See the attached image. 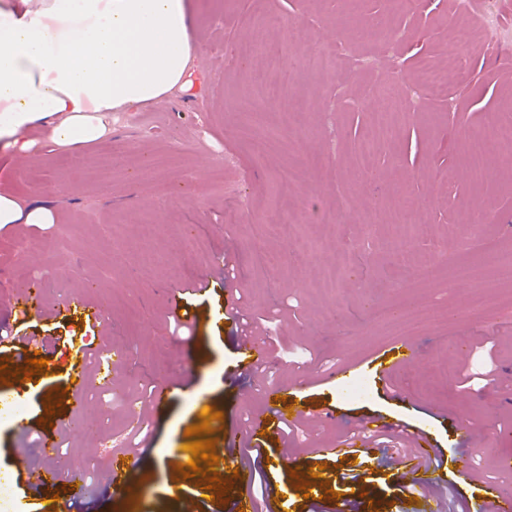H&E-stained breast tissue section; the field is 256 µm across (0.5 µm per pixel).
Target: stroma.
<instances>
[{
    "label": "stroma",
    "instance_id": "stroma-1",
    "mask_svg": "<svg viewBox=\"0 0 512 512\" xmlns=\"http://www.w3.org/2000/svg\"><path fill=\"white\" fill-rule=\"evenodd\" d=\"M193 36L207 61L210 91L205 100L179 98L144 111L147 134L113 132L110 141L60 149L45 128L34 127L36 152H0V191L24 206L39 205L52 224L0 226V366L36 356L48 365L35 381L0 383V401L21 403L25 428L0 422V512H50L54 487L34 488L16 465L15 451L29 448L32 464L45 462L36 439L61 429L74 416L62 398L70 374L86 377L85 407L104 406L99 418L67 434L60 449L73 469L83 470L85 512H169L180 497L181 512H227L224 497L212 496L205 477L181 479L175 455L187 445L194 400L209 401L223 417L212 430L214 453L253 459L263 478L254 488L255 512H279L275 494L289 482L274 462L278 435L263 441L243 433L247 419L268 413L264 391L239 371L234 327L224 319L228 289H238L248 322L262 320L273 342L266 363L271 382L284 385L296 368L350 366L368 393L314 380L305 394L329 418L292 433L295 452L311 456L314 444L345 439L349 430L379 421L405 427L410 437L377 435L370 445L378 462L363 483L351 479V459L328 462L324 493L316 499L294 493L293 512H335L352 500L353 512H399L404 481L391 450L412 448L425 432L429 447L445 459L467 448L456 419L466 417L489 431L487 446L474 453L472 470L512 491V281L502 277L497 252L512 248V161L494 156L484 182H474L465 164L467 138L487 126L512 101V43L490 50L462 36L449 49L446 29L452 0H189ZM382 18L385 35L353 37L345 20ZM269 20L268 37L287 45L300 26L324 44L327 62L318 68L297 60L288 76L265 63L241 65L240 51L253 24ZM464 57L461 78L447 96L435 98L416 84L427 59L447 65L449 53ZM284 81L303 105L295 123L282 122L269 101L249 90L252 73ZM411 100L398 112V134L370 142V117L389 83ZM128 150L111 170L93 164L113 141ZM236 157L240 191L226 193L217 171L224 156ZM67 181L62 195L55 182ZM483 200L489 216L473 224ZM413 207L417 255L435 256L427 276L392 265L378 241L390 230L398 201ZM288 215L290 236L264 222L271 211ZM151 225L143 239V225ZM444 256H437V247ZM343 262H336L335 253ZM281 256L278 266L261 254ZM469 265L474 279L454 278L455 264ZM211 286L189 296L185 314L169 308L171 289L201 274ZM39 284V300L23 310L25 286ZM83 296L100 311L99 324L65 312L71 296ZM423 304L433 322L411 335L422 356L384 388L375 358L394 338L383 320L392 309ZM126 353L125 368L100 385L95 364H81L83 345ZM452 366L446 377L443 366ZM164 390L173 400L148 413L142 431L145 462L122 492L112 487L110 465L116 442L129 438L128 403ZM61 400L44 423L47 399Z\"/></svg>",
    "mask_w": 512,
    "mask_h": 512
}]
</instances>
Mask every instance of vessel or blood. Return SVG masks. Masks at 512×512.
<instances>
[{
    "label": "vessel or blood",
    "mask_w": 512,
    "mask_h": 512,
    "mask_svg": "<svg viewBox=\"0 0 512 512\" xmlns=\"http://www.w3.org/2000/svg\"><path fill=\"white\" fill-rule=\"evenodd\" d=\"M236 344L241 355L243 371L258 373L264 367L270 350L263 342L261 336L244 331L238 332ZM419 357L417 348L413 345L398 341L393 343L376 358V374L380 382H390L396 368L413 362ZM303 392L302 381L289 383L288 387L275 386L268 388V398H287V405H276L271 409L270 416L258 415L251 418L246 425V432L250 436L260 437L262 431L267 430L271 422L302 423L314 419V411L301 398ZM39 446L44 457L50 458V467L32 468L28 465L27 449H17V461L27 468L28 478L32 485L46 486L58 483L69 484L70 489L61 503L56 506L57 512H73L77 502L84 493L85 480L82 472L70 469L64 458L58 453L59 443L51 435L41 436ZM280 463L286 464L295 470L300 484L310 485L312 490H319L320 481L310 478L309 467L301 463L295 453L289 449H282L278 456ZM225 466L234 467L239 477L234 488L236 501L235 508L245 512L252 502L251 488L253 485V471L251 467L236 461L235 457L225 456ZM402 478L409 484L426 487L436 486L442 479L446 465H454L461 474H469L471 464L469 457H460L454 461H446L444 457L433 448H415L400 460ZM143 465V455L140 449L131 448L114 456L112 462V485L115 489H123L128 477ZM467 512H512V492L500 489L496 484L478 479L475 480L468 499Z\"/></svg>",
    "instance_id": "1"
}]
</instances>
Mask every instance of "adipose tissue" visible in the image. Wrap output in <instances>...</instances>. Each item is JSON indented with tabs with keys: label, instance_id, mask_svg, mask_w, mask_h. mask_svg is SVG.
Instances as JSON below:
<instances>
[{
	"label": "adipose tissue",
	"instance_id": "obj_1",
	"mask_svg": "<svg viewBox=\"0 0 512 512\" xmlns=\"http://www.w3.org/2000/svg\"><path fill=\"white\" fill-rule=\"evenodd\" d=\"M188 0H0V151L35 125L61 147L109 139L112 117L203 98Z\"/></svg>",
	"mask_w": 512,
	"mask_h": 512
}]
</instances>
